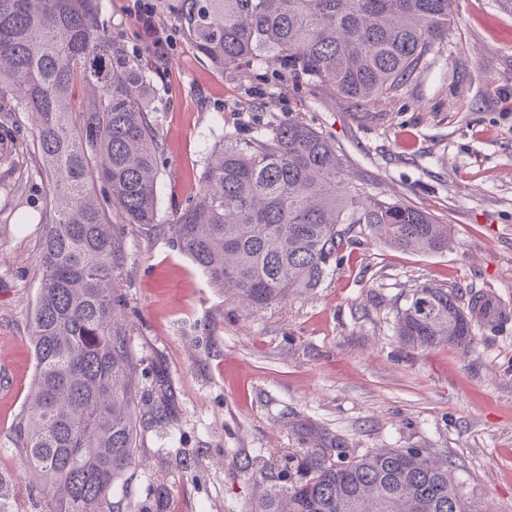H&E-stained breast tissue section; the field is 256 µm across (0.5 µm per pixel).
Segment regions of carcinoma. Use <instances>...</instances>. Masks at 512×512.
Instances as JSON below:
<instances>
[{"label": "carcinoma", "instance_id": "carcinoma-1", "mask_svg": "<svg viewBox=\"0 0 512 512\" xmlns=\"http://www.w3.org/2000/svg\"><path fill=\"white\" fill-rule=\"evenodd\" d=\"M457 0H167L180 30L231 76L275 67L374 107L411 81L448 41ZM154 85L140 55L109 35L96 0H0L1 136L17 112L36 119L50 203L33 310L35 378L18 452L56 489L49 512H122L112 484L136 466L135 361L115 317L112 273L124 224L159 223L162 143ZM331 138L292 118L255 135L228 133L196 200L169 220L180 250L212 283L262 308L318 287L364 224L414 252L448 249L431 214L346 181ZM406 344L467 346L470 318L454 290L424 284L398 311ZM21 489L0 469V512ZM252 512H468L443 463L416 450L310 455L306 470L270 483Z\"/></svg>", "mask_w": 512, "mask_h": 512}]
</instances>
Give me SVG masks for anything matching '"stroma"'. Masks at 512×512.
<instances>
[{"label":"stroma","mask_w":512,"mask_h":512,"mask_svg":"<svg viewBox=\"0 0 512 512\" xmlns=\"http://www.w3.org/2000/svg\"><path fill=\"white\" fill-rule=\"evenodd\" d=\"M96 2L110 35L151 66L164 147L158 224L115 226L113 288L140 401L137 466L111 500L123 512H251L257 462L293 478L318 448H400L446 463L473 512H512V320L473 328L461 348H412L395 332L398 309L426 283L453 288L464 308L484 290L512 298V14L495 0H458L447 46L366 109L269 74L216 71L166 0L157 21L169 47L156 57L129 0ZM288 117L330 136L368 194L451 225L447 250L402 251L361 225L328 278L285 301L251 309L210 282L168 221L196 198L221 135ZM48 200L36 160L0 142V466L25 487L15 428L34 380Z\"/></svg>","instance_id":"1"}]
</instances>
